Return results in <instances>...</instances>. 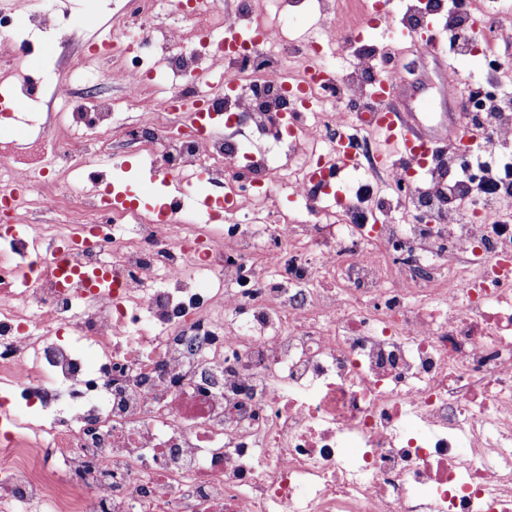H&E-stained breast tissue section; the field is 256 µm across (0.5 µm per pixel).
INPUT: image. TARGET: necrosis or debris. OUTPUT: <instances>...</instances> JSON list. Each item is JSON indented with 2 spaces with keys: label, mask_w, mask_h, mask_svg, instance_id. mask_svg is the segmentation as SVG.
Returning <instances> with one entry per match:
<instances>
[{
  "label": "necrosis or debris",
  "mask_w": 512,
  "mask_h": 512,
  "mask_svg": "<svg viewBox=\"0 0 512 512\" xmlns=\"http://www.w3.org/2000/svg\"><path fill=\"white\" fill-rule=\"evenodd\" d=\"M318 2L323 36L303 42L253 0H140L49 91L0 15L20 45L0 120L50 106L46 132L0 143V512H512V209L484 206L485 173L450 208L442 154L391 194L313 191L320 134L381 172L351 114L394 69L363 45L358 0ZM341 42L362 46L354 69L325 81ZM212 56L226 69L206 71ZM118 73L121 99L80 94ZM457 84L496 152L512 113ZM122 111L158 176L223 190L228 224L104 205L109 169H85ZM230 126L275 135L284 157L231 159ZM288 181L290 215L269 203ZM30 208L35 235L17 222Z\"/></svg>",
  "instance_id": "obj_1"
}]
</instances>
